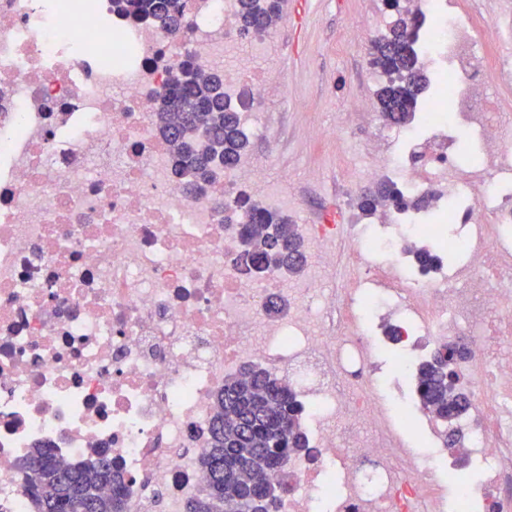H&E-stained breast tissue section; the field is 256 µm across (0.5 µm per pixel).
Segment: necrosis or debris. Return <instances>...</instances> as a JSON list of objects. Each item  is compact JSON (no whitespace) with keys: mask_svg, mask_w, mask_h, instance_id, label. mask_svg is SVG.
I'll return each mask as SVG.
<instances>
[{"mask_svg":"<svg viewBox=\"0 0 512 512\" xmlns=\"http://www.w3.org/2000/svg\"><path fill=\"white\" fill-rule=\"evenodd\" d=\"M184 4L173 33L112 0H0V512H34L19 465L39 444L65 464L110 449L126 512H185L214 397L247 365L286 376L304 405L312 453L289 460L277 512H512V126L494 91L512 86V55L488 58L456 0H405L427 28L429 120L376 126L361 177L406 206L347 225L340 287L323 285L330 224L299 227L304 278H255L239 230L254 202L295 203L287 174L253 152L189 189L152 105L190 59L223 74L248 139L266 138L259 106L284 87L259 62L274 36L242 32L239 0ZM393 330L409 387L422 338L468 343L466 486L446 481L438 422L367 371Z\"/></svg>","mask_w":512,"mask_h":512,"instance_id":"obj_1","label":"necrosis or debris"}]
</instances>
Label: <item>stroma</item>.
I'll list each match as a JSON object with an SVG mask.
<instances>
[{
    "instance_id": "obj_1",
    "label": "stroma",
    "mask_w": 512,
    "mask_h": 512,
    "mask_svg": "<svg viewBox=\"0 0 512 512\" xmlns=\"http://www.w3.org/2000/svg\"><path fill=\"white\" fill-rule=\"evenodd\" d=\"M390 20L383 0H285L272 53L284 88L264 119L276 135L271 171L287 173L298 194L289 212L294 222L342 224L362 216L351 169L372 131L368 118L379 111L380 86L365 59ZM355 99L368 117L354 125L349 104ZM313 125L327 137H309Z\"/></svg>"
}]
</instances>
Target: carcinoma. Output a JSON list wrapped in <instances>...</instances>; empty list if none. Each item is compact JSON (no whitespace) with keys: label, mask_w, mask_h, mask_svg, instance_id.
I'll return each instance as SVG.
<instances>
[{"label":"carcinoma","mask_w":512,"mask_h":512,"mask_svg":"<svg viewBox=\"0 0 512 512\" xmlns=\"http://www.w3.org/2000/svg\"><path fill=\"white\" fill-rule=\"evenodd\" d=\"M240 25L247 32L277 24L282 0H239ZM392 10L388 33L371 41L374 65L387 76L377 91L382 115L406 119L420 105L427 78L418 66L414 44L423 18L409 15L400 0H386ZM118 11L135 18L153 17L176 27L182 17L179 0H114ZM182 74L170 78L156 96L159 133L169 144L175 170L201 181L234 165L246 154L249 140L223 90V78L200 71L186 60ZM393 196L382 184L363 194L360 209L372 211ZM251 224L240 230L243 250L237 264L247 273L268 275L304 265L303 242L296 224L276 211L252 207ZM456 343L438 345L418 367L416 391L424 411L434 415L443 435L457 442L448 415L462 397L458 387ZM303 405L279 376L254 368L224 379L215 400L210 448L202 457L206 481L202 497L187 512H275L288 493V460L307 451L301 430ZM24 491L35 512H125L124 474L104 453L75 466L59 462L48 445L32 450L22 463Z\"/></svg>","instance_id":"obj_1"}]
</instances>
